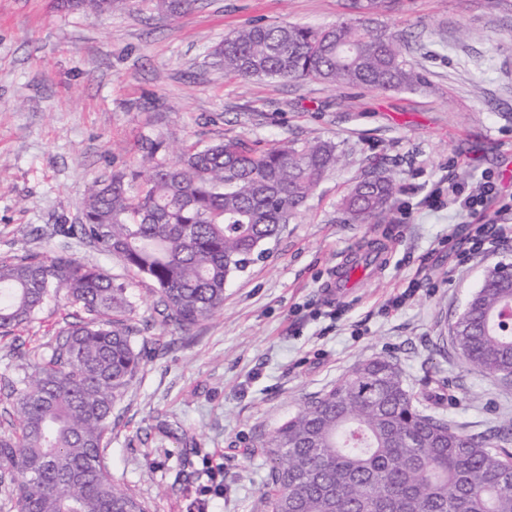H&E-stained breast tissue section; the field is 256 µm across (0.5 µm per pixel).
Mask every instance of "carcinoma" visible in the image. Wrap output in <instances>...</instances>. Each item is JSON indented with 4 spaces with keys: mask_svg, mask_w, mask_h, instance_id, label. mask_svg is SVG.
I'll return each instance as SVG.
<instances>
[{
    "mask_svg": "<svg viewBox=\"0 0 512 512\" xmlns=\"http://www.w3.org/2000/svg\"><path fill=\"white\" fill-rule=\"evenodd\" d=\"M96 15L137 0H57ZM195 0H154L178 18ZM395 0H346L336 23L252 24L217 45L213 64L242 80L320 81L369 91L425 82L409 35L376 16ZM146 170L118 168L88 196L82 222L60 226L148 281L158 322L184 332L224 306V288L266 253L327 172L336 145L259 139L190 145L175 156L141 137ZM398 188L373 167L341 203L343 223L385 217ZM64 325L25 358L30 373L0 377V505L9 512H148L104 463L112 411L141 364V329L126 283L68 253V245L0 262V337L50 300ZM472 367L512 377V278L496 264L451 324ZM445 384L417 395L391 359L356 365L309 397L251 453L269 465L268 512H512V422L470 433L440 413Z\"/></svg>",
    "mask_w": 512,
    "mask_h": 512,
    "instance_id": "obj_1",
    "label": "carcinoma"
}]
</instances>
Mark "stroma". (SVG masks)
I'll return each instance as SVG.
<instances>
[{"label": "stroma", "instance_id": "obj_1", "mask_svg": "<svg viewBox=\"0 0 512 512\" xmlns=\"http://www.w3.org/2000/svg\"><path fill=\"white\" fill-rule=\"evenodd\" d=\"M342 0H196L173 20L149 9L61 12L53 0H0V261L55 247L95 181L137 166L146 130L177 148L246 137L330 141L339 161L262 259L230 281L224 307L189 332L155 322L149 283L93 245L80 259L125 279L148 324L142 364L114 408L105 462L150 512H264L269 466L252 455L305 398L357 364L393 358L410 390L448 382L445 416L472 431L512 420V385L441 353L453 316L487 268L512 263V235L467 254L472 229L426 199L461 174L499 189L485 216L512 225V0H402L378 21L419 36L415 91L370 92L312 81H243L213 65L214 47L248 24L323 27ZM399 188L386 218L346 224L340 204L369 166ZM387 251L378 276L328 303L336 264ZM419 278L399 310L386 301ZM68 312L46 304L0 342V375L51 338ZM224 453V480L210 476Z\"/></svg>", "mask_w": 512, "mask_h": 512}]
</instances>
